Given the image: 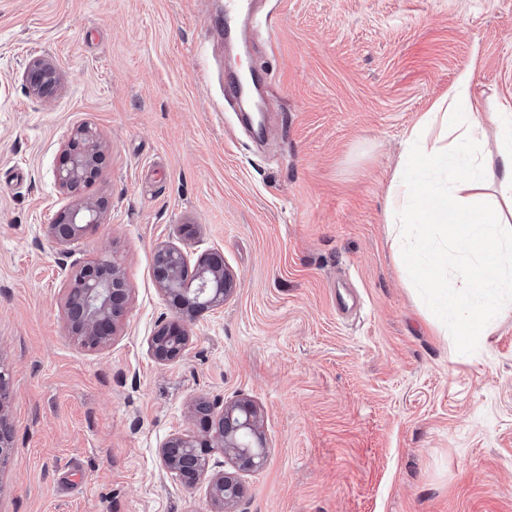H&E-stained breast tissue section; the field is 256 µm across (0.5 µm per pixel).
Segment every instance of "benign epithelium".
Here are the masks:
<instances>
[{"instance_id": "benign-epithelium-1", "label": "benign epithelium", "mask_w": 512, "mask_h": 512, "mask_svg": "<svg viewBox=\"0 0 512 512\" xmlns=\"http://www.w3.org/2000/svg\"><path fill=\"white\" fill-rule=\"evenodd\" d=\"M54 67L36 60L29 64L25 80L30 93L48 98L53 84ZM68 160L56 171L59 186L72 198L49 225L54 244H75L91 227L102 223L108 203L82 196V188L99 173L104 146L95 129L77 127L67 143ZM189 259L185 252L171 245L161 246L155 253L153 275L159 288L168 296L183 301L178 320L160 326L149 340L152 357L167 364L183 357L189 336L185 323L203 312L224 305L234 287V275L224 267L217 252L200 256L188 275ZM129 300V288L121 267L108 258H100L83 266L75 274L65 275L64 320L70 335L89 349H103L112 342L117 325L122 321ZM6 375L0 370V458L11 452V436L5 415ZM191 412L204 419L206 428L200 435L177 434L160 448V460L166 470L186 486L208 480L213 512H235L245 486L240 473H255L264 468L268 448L260 431V415L249 400H237L217 413L205 399H197ZM218 450L231 460L234 471L213 472L211 453Z\"/></svg>"}]
</instances>
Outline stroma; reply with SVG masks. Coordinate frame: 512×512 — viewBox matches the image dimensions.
I'll return each instance as SVG.
<instances>
[{"label": "stroma", "mask_w": 512, "mask_h": 512, "mask_svg": "<svg viewBox=\"0 0 512 512\" xmlns=\"http://www.w3.org/2000/svg\"><path fill=\"white\" fill-rule=\"evenodd\" d=\"M224 0H0V365L12 452L0 512H211L159 449L190 402L261 412L269 457L237 512H512V308L457 345L409 286L385 197L404 133L472 68L512 104V0H262L239 45ZM37 58L52 97L27 90ZM107 159L83 194L102 224L67 249L55 172L77 126ZM218 251L236 279L178 305L158 247ZM115 259L130 288L111 344L65 329L63 272ZM188 269L189 259L182 249L171 245L157 249L154 279L166 295L183 301L178 320L160 326L149 340L150 353L161 364L183 357L189 342L185 323L206 310L223 306L233 291L234 275L224 267V259L217 252L200 256L190 277Z\"/></svg>", "instance_id": "stroma-1"}]
</instances>
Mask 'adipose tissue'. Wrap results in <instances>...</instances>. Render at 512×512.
<instances>
[{
  "instance_id": "ef3b65f1",
  "label": "adipose tissue",
  "mask_w": 512,
  "mask_h": 512,
  "mask_svg": "<svg viewBox=\"0 0 512 512\" xmlns=\"http://www.w3.org/2000/svg\"><path fill=\"white\" fill-rule=\"evenodd\" d=\"M463 71L404 133L386 198L389 236L411 288L447 309L466 345L512 304V106L480 111Z\"/></svg>"
}]
</instances>
